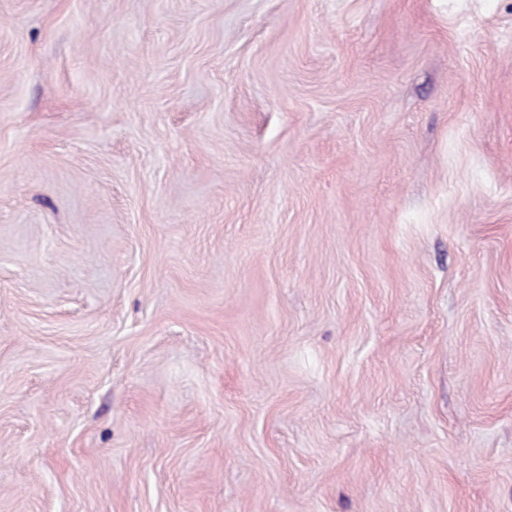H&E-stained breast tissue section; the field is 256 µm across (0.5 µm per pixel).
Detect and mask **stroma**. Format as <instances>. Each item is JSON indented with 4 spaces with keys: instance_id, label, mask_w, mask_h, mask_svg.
<instances>
[{
    "instance_id": "35a3bbf8",
    "label": "stroma",
    "mask_w": 512,
    "mask_h": 512,
    "mask_svg": "<svg viewBox=\"0 0 512 512\" xmlns=\"http://www.w3.org/2000/svg\"><path fill=\"white\" fill-rule=\"evenodd\" d=\"M0 512H512V0H0Z\"/></svg>"
}]
</instances>
